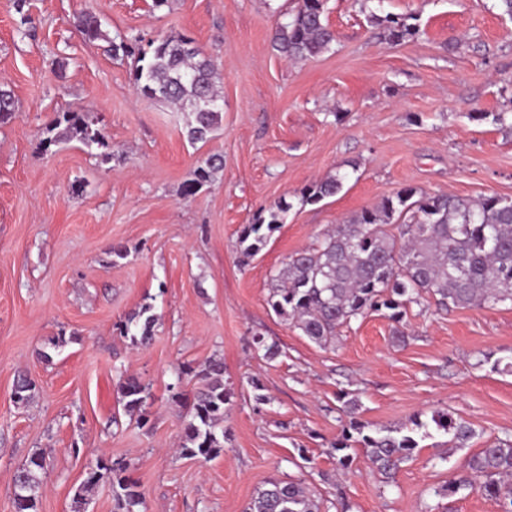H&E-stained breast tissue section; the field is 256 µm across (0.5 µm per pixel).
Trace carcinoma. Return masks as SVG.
Here are the masks:
<instances>
[{
	"label": "carcinoma",
	"mask_w": 512,
	"mask_h": 512,
	"mask_svg": "<svg viewBox=\"0 0 512 512\" xmlns=\"http://www.w3.org/2000/svg\"><path fill=\"white\" fill-rule=\"evenodd\" d=\"M390 38L404 41L417 29L390 16ZM76 28L89 40L107 39L100 20L83 13ZM274 45L292 60L318 56L335 41V34L324 21V0H299L291 20L280 24L273 34ZM117 57L133 56V80L143 95L188 112L191 120L185 133L189 143L209 140L221 126L224 99L217 88L214 60L185 37L166 38L142 44L138 37L109 42ZM15 117V99L0 88V123ZM49 144L73 138L89 149H97L104 163L112 159L104 132L89 113L75 109L58 113L46 127ZM224 169L220 154L208 156L196 169L193 184L211 182ZM343 187V176L329 175L301 192L304 203L335 196ZM290 203L279 201L261 211L254 222L243 227L239 236L242 253L251 257L265 244L269 233L282 224ZM434 299L436 308L512 307V198L487 196L469 200L455 196L418 194L405 188L379 205L367 209L347 224L325 234L318 242L290 256L285 266L272 276L268 304L273 311L296 326L314 343L336 344L339 329L370 312L386 311L399 323L408 307L420 306L424 296ZM155 315L145 308L124 325V335L138 346L153 337ZM193 375L192 394L181 391L174 397L191 401L190 419L184 429L183 451L192 457L209 459L224 450V419L234 396L232 384L224 379V363L212 360ZM124 407L140 412L148 399L146 387L134 378L120 389ZM350 416L332 444L336 466L350 467V450L363 448L374 472L386 480L395 477L401 465L419 447V440L431 436L429 427L448 435V447L461 449L475 437L471 425L446 412H435L428 419L417 414L410 425L397 429L376 428ZM43 454L34 453L14 478L16 512H38L42 486ZM109 483L117 504L125 512H137L143 505L137 483L120 469L101 464L89 473L85 484ZM463 489H476L484 495L507 502L502 512H512V439L494 437L478 452L469 455L455 477L435 490L451 496ZM248 512H321L320 502L301 481L271 478L251 502Z\"/></svg>",
	"instance_id": "obj_1"
}]
</instances>
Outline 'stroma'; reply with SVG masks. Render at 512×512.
<instances>
[{
  "instance_id": "1",
  "label": "stroma",
  "mask_w": 512,
  "mask_h": 512,
  "mask_svg": "<svg viewBox=\"0 0 512 512\" xmlns=\"http://www.w3.org/2000/svg\"><path fill=\"white\" fill-rule=\"evenodd\" d=\"M297 5L0 0V87L16 101L0 124V512H15L14 475L41 450L39 512H118L109 484L83 486L100 463L124 465L143 512H246L272 477L303 481L324 512L341 499L351 512H501L476 490H434L488 439L512 436V372L494 365L512 357V308L428 302L398 323L375 312L322 348L267 298L291 255L404 188L512 197V17L497 0H326L334 42L292 61L272 37ZM86 10L109 37L188 36L214 59L224 112L210 141L190 144L188 113L137 92L132 59L77 31ZM385 15L418 35L391 41ZM72 109L106 134L110 162L75 139L45 144ZM216 153L223 171L186 195ZM339 172L337 195L301 203ZM282 199L283 224L244 257L242 228ZM146 304L157 321L143 348L121 329ZM256 335L279 356L255 349ZM213 359L235 397L224 451L204 461L181 449L188 416L172 395L194 387L180 367ZM20 375L36 385L25 404ZM130 377L150 395L144 425L121 400ZM347 400L381 428L445 411L476 435L452 452L433 432L389 484L359 447L343 473L331 445Z\"/></svg>"
}]
</instances>
